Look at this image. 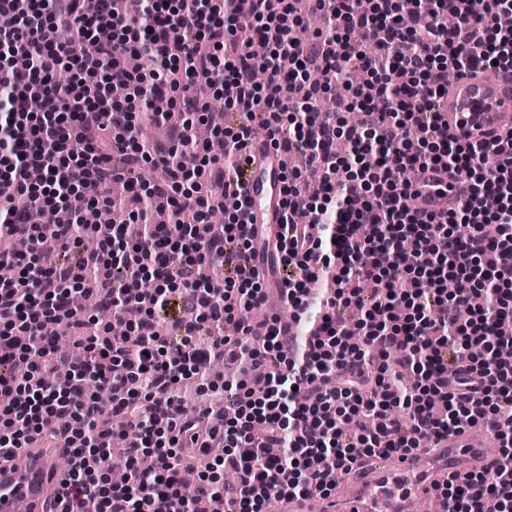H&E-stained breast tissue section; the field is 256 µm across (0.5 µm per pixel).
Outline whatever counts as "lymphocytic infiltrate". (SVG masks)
I'll list each match as a JSON object with an SVG mask.
<instances>
[{"label": "lymphocytic infiltrate", "instance_id": "1", "mask_svg": "<svg viewBox=\"0 0 512 512\" xmlns=\"http://www.w3.org/2000/svg\"><path fill=\"white\" fill-rule=\"evenodd\" d=\"M299 0H0L13 18L0 30V458L65 439L61 512H202L217 497L224 512H268L288 494L331 495L358 460L404 455L480 425L494 430L505 463L493 475L448 476L433 490L443 512H512V153L462 143L439 110L448 71L512 75V0H310L324 28L293 39ZM207 43L200 55L196 43ZM71 78L55 79L60 68ZM128 94L116 99L113 86ZM229 112L262 107V125L286 155L320 175L309 219L294 201L306 189L291 171L284 187L279 258L288 269V304L304 320L303 340L279 319L254 333L245 314L266 290L246 277L251 251L242 222L214 230L200 180L221 186L239 170L247 125L192 136L191 116L210 99ZM164 101L178 116L174 143L140 136ZM352 105L362 121L337 126ZM496 155L495 168L485 159ZM166 171L139 178L144 163ZM462 177L468 195L440 211L407 208L416 173ZM125 186V224L78 231L55 212L108 206L113 181ZM192 209L195 223H154L153 204ZM96 249L78 267L46 261ZM80 251V250H79ZM220 267L218 281L197 270ZM335 291L308 311L312 283ZM455 290H447V283ZM104 295L125 333L88 330L76 290ZM185 315L176 335L154 317L173 299ZM353 306L355 326L336 318ZM69 323L78 357L59 354L53 335ZM232 346L241 368L222 384L220 429L187 416L176 388L213 385L211 363ZM413 372L401 386L396 371ZM405 416H397V409ZM132 433L114 459V431ZM218 449L215 466L234 484L198 477L183 493L188 465L179 449Z\"/></svg>", "mask_w": 512, "mask_h": 512}]
</instances>
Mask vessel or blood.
<instances>
[{
  "mask_svg": "<svg viewBox=\"0 0 512 512\" xmlns=\"http://www.w3.org/2000/svg\"><path fill=\"white\" fill-rule=\"evenodd\" d=\"M442 109L448 131L461 141L487 138L499 147H512V78L489 79L479 75L459 77L448 89ZM239 172L237 198L243 204V222L254 243L250 268L261 281L279 278V223L281 163L270 140H251ZM413 187L426 209L441 203L455 205L467 189L460 178H444L428 170L418 174ZM58 449H37L20 461L0 465V512H17L26 503L28 512H48L58 476ZM503 461L498 449L472 445L462 434L435 442L416 456L376 455L356 463V479L342 498L325 501V512H411L414 496L425 494L446 475L475 468L488 470Z\"/></svg>",
  "mask_w": 512,
  "mask_h": 512,
  "instance_id": "b4317fda",
  "label": "vessel or blood"
}]
</instances>
